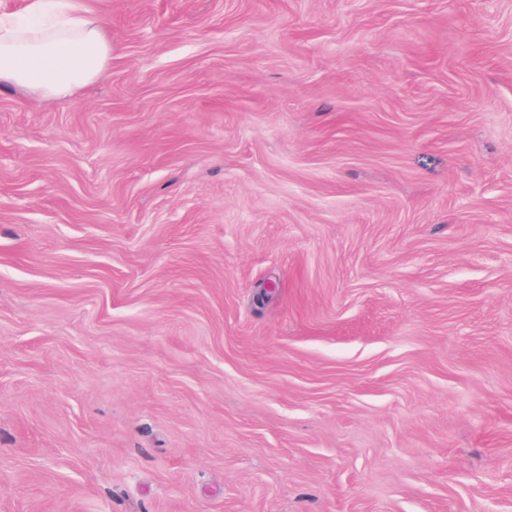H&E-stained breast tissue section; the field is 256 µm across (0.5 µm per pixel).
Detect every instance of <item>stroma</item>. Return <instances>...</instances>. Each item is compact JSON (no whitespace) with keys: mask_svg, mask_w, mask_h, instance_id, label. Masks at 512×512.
Wrapping results in <instances>:
<instances>
[{"mask_svg":"<svg viewBox=\"0 0 512 512\" xmlns=\"http://www.w3.org/2000/svg\"><path fill=\"white\" fill-rule=\"evenodd\" d=\"M83 2L0 90V512H512V0ZM44 0L29 11L46 16L40 34L23 38L13 14L0 13V89L61 98L102 76L112 64V40L104 22L83 2L58 0L47 15Z\"/></svg>","mask_w":512,"mask_h":512,"instance_id":"1","label":"stroma"}]
</instances>
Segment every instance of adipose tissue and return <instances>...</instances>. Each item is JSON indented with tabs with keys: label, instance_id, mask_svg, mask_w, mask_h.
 Instances as JSON below:
<instances>
[{
	"label": "adipose tissue",
	"instance_id": "adipose-tissue-1",
	"mask_svg": "<svg viewBox=\"0 0 512 512\" xmlns=\"http://www.w3.org/2000/svg\"><path fill=\"white\" fill-rule=\"evenodd\" d=\"M29 11L45 18L32 38L21 36L14 15L0 13V89L67 97L109 69L112 41L82 0H58L52 13L44 0H31Z\"/></svg>",
	"mask_w": 512,
	"mask_h": 512
}]
</instances>
